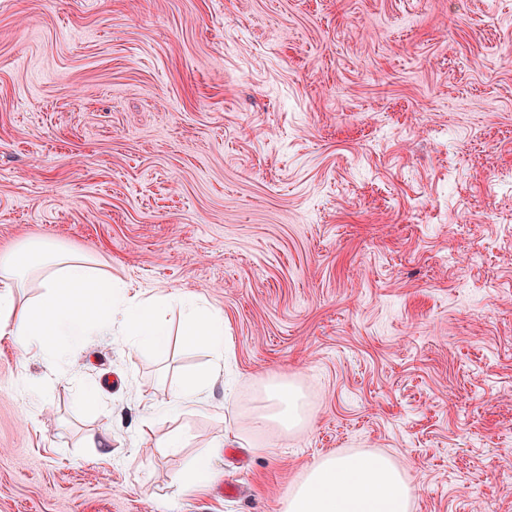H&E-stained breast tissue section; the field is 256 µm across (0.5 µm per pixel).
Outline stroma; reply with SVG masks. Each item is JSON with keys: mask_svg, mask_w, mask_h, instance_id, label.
<instances>
[{"mask_svg": "<svg viewBox=\"0 0 512 512\" xmlns=\"http://www.w3.org/2000/svg\"><path fill=\"white\" fill-rule=\"evenodd\" d=\"M35 237L202 298L224 378L167 409L214 359L176 308L162 356L0 340V512H281L358 449L416 512H512V0H0V248ZM273 379L304 430L252 429ZM218 372L216 367L206 368L172 387L168 406L181 411L202 409L204 395L215 383Z\"/></svg>", "mask_w": 512, "mask_h": 512, "instance_id": "1", "label": "stroma"}]
</instances>
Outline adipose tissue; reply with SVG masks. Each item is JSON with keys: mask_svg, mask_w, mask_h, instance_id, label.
<instances>
[{"mask_svg": "<svg viewBox=\"0 0 512 512\" xmlns=\"http://www.w3.org/2000/svg\"><path fill=\"white\" fill-rule=\"evenodd\" d=\"M38 294L23 300L19 289ZM179 307L182 336L224 357V319L198 298L171 291L159 296L128 295L125 283L112 281L86 253L44 238L25 240L0 253V337H11L21 357L42 355L50 369L52 353L65 339L77 341L108 328L134 348L164 354L170 343L167 311ZM218 377L210 367L170 390V408L198 410ZM302 394L292 383L264 387V403L252 415L256 430L278 426L294 431L304 423ZM283 512H413L409 478L392 456L376 451L324 455L294 481Z\"/></svg>", "mask_w": 512, "mask_h": 512, "instance_id": "obj_1", "label": "adipose tissue"}]
</instances>
